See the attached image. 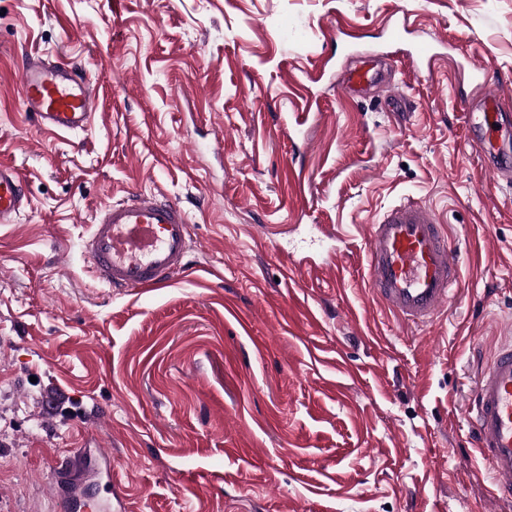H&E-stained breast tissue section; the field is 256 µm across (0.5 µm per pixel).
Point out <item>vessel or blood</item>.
Masks as SVG:
<instances>
[{
    "label": "vessel or blood",
    "mask_w": 512,
    "mask_h": 512,
    "mask_svg": "<svg viewBox=\"0 0 512 512\" xmlns=\"http://www.w3.org/2000/svg\"><path fill=\"white\" fill-rule=\"evenodd\" d=\"M394 56L371 55L342 82L347 96L383 85L385 105L398 112L410 104L390 73ZM22 105L36 124L51 132H85L96 111L98 88L79 67L28 58L20 73ZM505 93L481 82L476 99L461 101L468 142L485 168L512 180V156L487 145L500 123ZM28 201L22 174L0 163V224L13 223ZM84 249L93 276L108 288L143 293L166 285L184 271L192 250L190 225L176 204L140 192L96 213ZM439 212L419 199L393 206L367 228V280L379 304L407 327L431 324L456 298L460 267ZM473 446L499 496H512V338L500 343L477 374L469 398ZM112 479L110 457L91 460L88 475L72 480L58 472L55 498L69 512H86L90 482Z\"/></svg>",
    "instance_id": "1"
}]
</instances>
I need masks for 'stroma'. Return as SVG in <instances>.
Wrapping results in <instances>:
<instances>
[{"label":"stroma","mask_w":512,"mask_h":512,"mask_svg":"<svg viewBox=\"0 0 512 512\" xmlns=\"http://www.w3.org/2000/svg\"><path fill=\"white\" fill-rule=\"evenodd\" d=\"M404 22L398 55L447 65L398 66L414 110L395 119L341 83ZM33 55L97 81L90 131L24 111ZM484 73L512 89V0H0V163L29 192L0 224V512H62L53 481L82 448L111 457L126 512H512L465 416L512 337V182L457 107ZM135 190L195 241L144 295L94 280L81 247ZM409 196L443 211L462 264L417 331L365 277L368 224ZM288 255L315 272L285 275Z\"/></svg>","instance_id":"stroma-1"}]
</instances>
